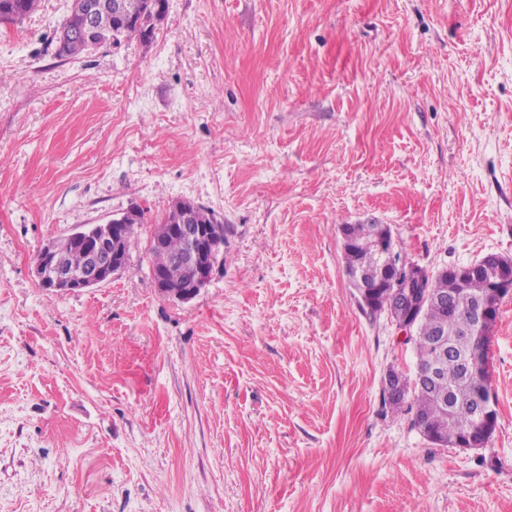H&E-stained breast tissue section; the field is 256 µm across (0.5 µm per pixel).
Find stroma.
Segmentation results:
<instances>
[{"instance_id": "obj_1", "label": "stroma", "mask_w": 512, "mask_h": 512, "mask_svg": "<svg viewBox=\"0 0 512 512\" xmlns=\"http://www.w3.org/2000/svg\"><path fill=\"white\" fill-rule=\"evenodd\" d=\"M71 4L0 24V512H512V298L492 439L433 445L382 403L415 352L339 231L512 258V0H167L149 40L61 57ZM179 199L224 224L192 301L149 224L106 284L35 280L49 241Z\"/></svg>"}]
</instances>
